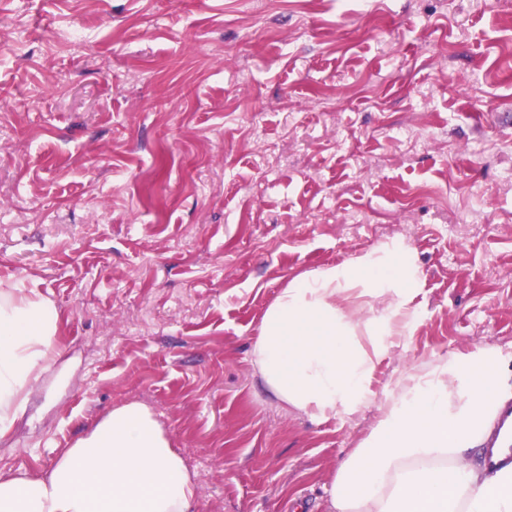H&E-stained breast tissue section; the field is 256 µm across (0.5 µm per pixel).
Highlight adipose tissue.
<instances>
[{"label": "adipose tissue", "mask_w": 512, "mask_h": 512, "mask_svg": "<svg viewBox=\"0 0 512 512\" xmlns=\"http://www.w3.org/2000/svg\"><path fill=\"white\" fill-rule=\"evenodd\" d=\"M423 286L404 241L302 274L267 308L252 343L268 393L314 419L373 401L381 360L421 322ZM61 315L38 289H0V439L61 360ZM512 357L478 347L388 382L389 396L340 466L327 512H512V467L468 461L488 437ZM197 481L145 404L116 406L46 473H0V512H197Z\"/></svg>", "instance_id": "adipose-tissue-1"}]
</instances>
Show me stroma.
Segmentation results:
<instances>
[{
    "label": "stroma",
    "mask_w": 512,
    "mask_h": 512,
    "mask_svg": "<svg viewBox=\"0 0 512 512\" xmlns=\"http://www.w3.org/2000/svg\"><path fill=\"white\" fill-rule=\"evenodd\" d=\"M394 239L422 318L377 400L512 352V0H0V280L55 300L71 362L0 470L136 400L203 512H315L377 409L279 402L252 340L294 277Z\"/></svg>",
    "instance_id": "stroma-1"
}]
</instances>
